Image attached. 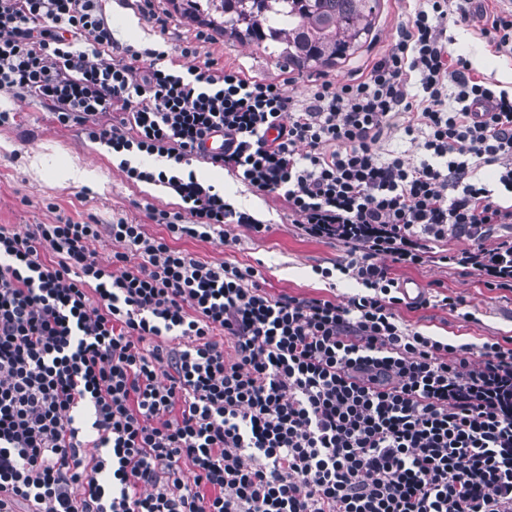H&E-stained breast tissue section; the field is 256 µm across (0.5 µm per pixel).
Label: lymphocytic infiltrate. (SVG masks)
<instances>
[{
  "label": "lymphocytic infiltrate",
  "mask_w": 512,
  "mask_h": 512,
  "mask_svg": "<svg viewBox=\"0 0 512 512\" xmlns=\"http://www.w3.org/2000/svg\"><path fill=\"white\" fill-rule=\"evenodd\" d=\"M452 8L512 58L511 9L416 0L363 78L299 101L197 64L190 40L176 67L117 49L101 0H0V90L122 154L128 180L168 185L190 218L148 206L156 237L0 225V512H512V342L425 335L393 274L454 264L512 288V93L450 53ZM395 131L419 163L378 154ZM142 154L282 198L305 236L347 246L319 274L358 292L275 296L254 267L173 247L269 227ZM104 234L141 263H101ZM451 237L468 247L447 252Z\"/></svg>",
  "instance_id": "lymphocytic-infiltrate-1"
}]
</instances>
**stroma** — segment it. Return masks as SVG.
<instances>
[{"label": "stroma", "mask_w": 512, "mask_h": 512, "mask_svg": "<svg viewBox=\"0 0 512 512\" xmlns=\"http://www.w3.org/2000/svg\"><path fill=\"white\" fill-rule=\"evenodd\" d=\"M184 0H162L161 10L177 16L167 32H160L142 19L135 0H105L104 9L115 38L121 46L143 50L178 45L180 38L204 32L209 42L200 44V61L241 68L245 75L260 76L283 85L288 94L305 99L312 86L329 80L341 85L358 78L396 39L407 22L403 0H380L375 25L366 42L337 64L313 69L282 66L252 42L224 32L208 16L184 17ZM450 40L448 48L470 60L479 75L490 78L499 88L512 89V59L496 56L475 27L461 23L456 12L444 22ZM0 107L14 112L12 125L0 126V225L50 224L58 217L87 224H114L118 221L144 225L148 234L166 235L165 226L153 223L146 204L176 213L180 199L167 186L149 190L147 183L127 181L111 151H101L95 142L83 139L76 128L61 125L51 109L40 102L0 92ZM43 164L42 176L30 170L32 158ZM74 164L94 172L93 184L60 181L62 165ZM197 177L216 189L239 210L248 212L270 227L254 235L237 228L231 240L184 237L176 248L203 261H229L239 266L259 267L269 292L298 297L343 298L353 293L352 281L328 285L315 274L316 266L329 267L341 259L343 244L307 238L292 224L283 200L273 194H259L225 170L193 163ZM401 282H415L426 294L459 297L462 305L452 311L436 304L402 310L401 316L423 333L458 345L479 343L489 338H512V290L485 288L468 269L429 265L400 268Z\"/></svg>", "instance_id": "obj_1"}]
</instances>
